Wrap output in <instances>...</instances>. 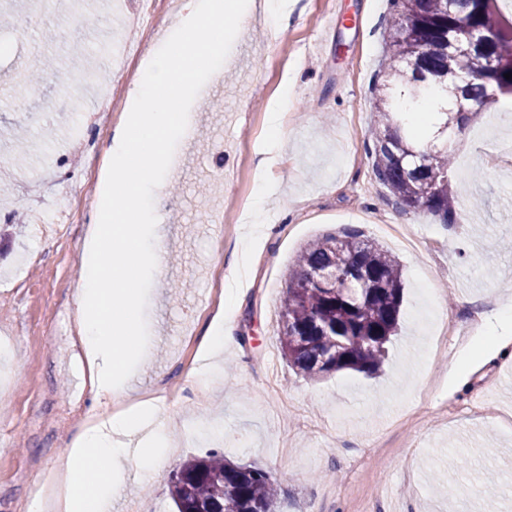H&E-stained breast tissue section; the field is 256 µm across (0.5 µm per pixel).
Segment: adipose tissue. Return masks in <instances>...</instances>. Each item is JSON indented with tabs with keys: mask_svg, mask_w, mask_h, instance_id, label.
Returning a JSON list of instances; mask_svg holds the SVG:
<instances>
[{
	"mask_svg": "<svg viewBox=\"0 0 512 512\" xmlns=\"http://www.w3.org/2000/svg\"><path fill=\"white\" fill-rule=\"evenodd\" d=\"M257 7L255 0H185L164 46L149 51L125 123L112 138L110 192L84 249L78 312L92 392L118 409L79 430L47 499L55 512H107L128 471L151 475L171 452L153 408L122 405L130 377L149 355L141 337L143 287L167 263L151 202L166 185L171 144L191 121L184 101L202 77L221 76ZM137 433L140 446L129 447L127 437Z\"/></svg>",
	"mask_w": 512,
	"mask_h": 512,
	"instance_id": "1",
	"label": "adipose tissue"
}]
</instances>
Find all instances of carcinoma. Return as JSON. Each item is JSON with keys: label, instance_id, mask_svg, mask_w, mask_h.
<instances>
[{"label": "carcinoma", "instance_id": "1", "mask_svg": "<svg viewBox=\"0 0 512 512\" xmlns=\"http://www.w3.org/2000/svg\"><path fill=\"white\" fill-rule=\"evenodd\" d=\"M385 80L374 87L379 135L374 145L378 180L404 209L427 211L452 222L463 186L452 182L448 149L431 146L433 132L411 125L391 81L408 84L407 96L433 95L442 117L439 129L461 130L465 117L449 104L455 87L474 102L493 85L512 96V21L499 16L498 0H391ZM466 27L496 34L486 49L454 52L449 39ZM412 69L404 71L399 63ZM348 277L345 288L313 282L320 272ZM399 262L382 245L357 230L317 237L288 268L280 317V345L288 366L309 379L342 370L372 374L382 366L396 335L403 301ZM178 512H273L275 480L257 465H237L211 452L184 462L169 488Z\"/></svg>", "mask_w": 512, "mask_h": 512}]
</instances>
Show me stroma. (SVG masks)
Masks as SVG:
<instances>
[{"label": "stroma", "mask_w": 512, "mask_h": 512, "mask_svg": "<svg viewBox=\"0 0 512 512\" xmlns=\"http://www.w3.org/2000/svg\"><path fill=\"white\" fill-rule=\"evenodd\" d=\"M141 0H48L38 28L20 19L31 0H0V512H43L36 487L58 470L77 430L111 406L90 389L75 323L86 230L84 194L117 129L102 96L118 45ZM278 38L262 19L240 37L213 99H194L199 135L176 142L186 164L155 206L169 251L147 286L143 335L151 353L131 378L175 448L148 482L130 478L112 512H177L173 474L217 450L265 468L280 486L275 512H512V359L494 352L496 303L512 297V100L497 97L452 135V174L464 187L454 223L409 211L376 177L370 87L389 35L388 0H288ZM54 32V41L42 38ZM56 74L35 94L23 73L45 55ZM288 137L273 164L264 151L272 111ZM92 123L93 152L75 132ZM224 167L223 181L198 168ZM271 202L253 205L260 185ZM235 198L208 225L210 202ZM270 234L246 239L254 218ZM346 229L399 261L404 297L396 336L373 376L340 371L310 380L279 343L283 276L307 241ZM252 272L227 289L241 248ZM233 304L224 321L213 297ZM237 338L220 381L193 372L215 323ZM222 429L217 441L213 429Z\"/></svg>", "instance_id": "35a3bbf8"}]
</instances>
